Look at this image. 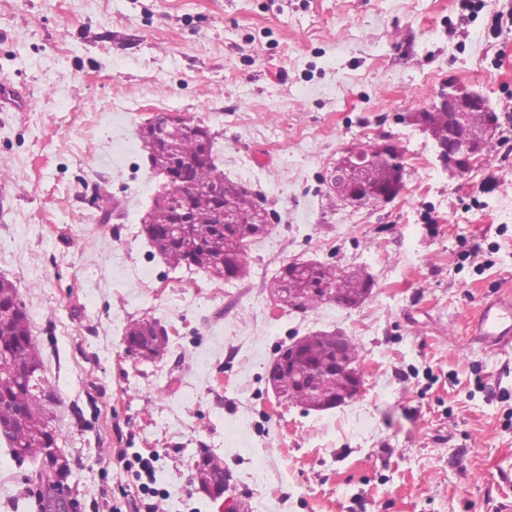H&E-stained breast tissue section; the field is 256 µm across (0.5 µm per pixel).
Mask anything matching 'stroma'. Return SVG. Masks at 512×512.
I'll list each match as a JSON object with an SVG mask.
<instances>
[{"instance_id":"obj_1","label":"stroma","mask_w":512,"mask_h":512,"mask_svg":"<svg viewBox=\"0 0 512 512\" xmlns=\"http://www.w3.org/2000/svg\"><path fill=\"white\" fill-rule=\"evenodd\" d=\"M2 83L24 100L0 107V277L56 390L67 500L134 512L126 448L155 456L158 512H224L191 480L205 451L239 512H512V348L469 334L512 293V0H0ZM450 84L500 123L461 178L412 121ZM158 113L203 121L267 212L222 292L125 231L156 190L139 130ZM384 138L400 195L337 205L331 167ZM297 260L364 268L372 294L274 309L269 282ZM151 317L170 342L140 363L126 329ZM320 330L358 344L361 392L278 404L271 361ZM32 469L0 439V512H37Z\"/></svg>"}]
</instances>
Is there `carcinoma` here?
I'll return each instance as SVG.
<instances>
[{
  "mask_svg": "<svg viewBox=\"0 0 512 512\" xmlns=\"http://www.w3.org/2000/svg\"><path fill=\"white\" fill-rule=\"evenodd\" d=\"M487 114L471 112L468 115V134L480 141L484 138ZM200 123L192 118L178 116L165 125V144L169 150L148 148V134L140 131L143 146L147 147V161L154 171H169L173 156L186 163L187 175L181 210L185 224L182 234L173 232L176 210L162 202H155L142 219V232L151 246L173 268L187 267L213 276L215 280H239L248 274V260L243 256L230 260L229 274H224V248L231 239L241 241L254 235L263 224L254 218L256 205L251 192L242 185L224 179L213 157L214 137L202 131L190 133ZM393 171L389 158L377 151L372 152L364 181L366 188L379 191L392 183ZM229 204L243 222L234 225L224 234V224L219 220L222 203ZM370 275L362 269H342L329 266L296 274L283 267L270 288L282 291L284 299L291 297L304 301L307 309L314 310L324 304L319 290L338 288L344 297L353 298L373 288ZM159 322L142 319L136 322L137 334L129 341V347L138 358L156 361L164 356L169 335L158 336ZM307 357L319 367L330 360L327 336L314 334L305 338ZM12 354L8 372L0 374V425L6 432L5 440L10 454L16 460L40 463L41 448L48 444L58 445L63 436L55 423L54 386L44 376V364L40 347L32 335L30 319L19 297L16 285L8 279H0V352ZM348 387V377L332 373L323 375L318 390L325 399H334ZM206 475L221 486L224 477L222 462L206 454Z\"/></svg>",
  "mask_w": 512,
  "mask_h": 512,
  "instance_id": "1",
  "label": "carcinoma"
}]
</instances>
